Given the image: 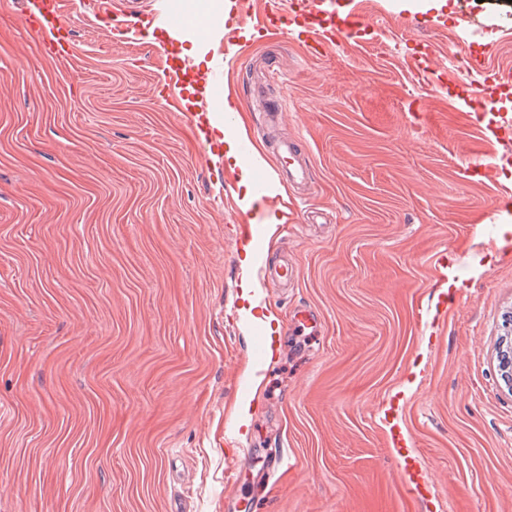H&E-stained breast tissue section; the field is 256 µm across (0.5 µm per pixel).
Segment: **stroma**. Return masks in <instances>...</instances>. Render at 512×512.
<instances>
[{
    "label": "stroma",
    "instance_id": "1",
    "mask_svg": "<svg viewBox=\"0 0 512 512\" xmlns=\"http://www.w3.org/2000/svg\"><path fill=\"white\" fill-rule=\"evenodd\" d=\"M27 2L0 0V512H512V164L463 111L483 87L480 111L512 116V0H354L366 29L324 58L244 30L264 0L202 33L209 60L250 43L224 81L259 174L278 175L259 112L309 168L273 229L243 224L244 188L169 111L173 41L60 0L62 66ZM208 6L131 9L144 33ZM262 259L293 268L265 292L273 340L240 311Z\"/></svg>",
    "mask_w": 512,
    "mask_h": 512
}]
</instances>
